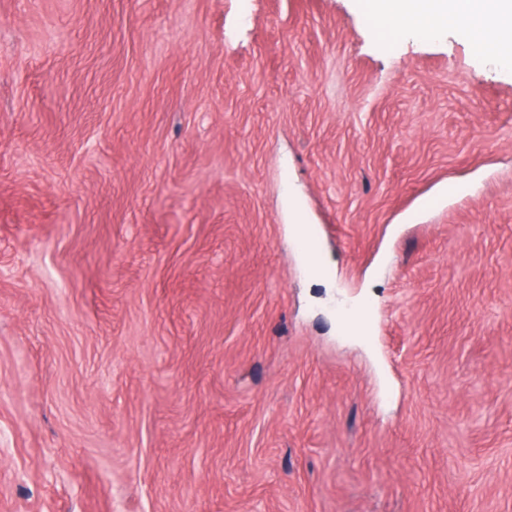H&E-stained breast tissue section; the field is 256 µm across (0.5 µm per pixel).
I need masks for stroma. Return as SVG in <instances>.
Here are the masks:
<instances>
[{
    "label": "stroma",
    "instance_id": "35a3bbf8",
    "mask_svg": "<svg viewBox=\"0 0 512 512\" xmlns=\"http://www.w3.org/2000/svg\"><path fill=\"white\" fill-rule=\"evenodd\" d=\"M0 512H512V75L369 0H0Z\"/></svg>",
    "mask_w": 512,
    "mask_h": 512
}]
</instances>
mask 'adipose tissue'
Here are the masks:
<instances>
[{
  "label": "adipose tissue",
  "instance_id": "obj_1",
  "mask_svg": "<svg viewBox=\"0 0 512 512\" xmlns=\"http://www.w3.org/2000/svg\"><path fill=\"white\" fill-rule=\"evenodd\" d=\"M376 16L406 32L425 30L441 35L449 19L462 30L482 56L512 73V0H371Z\"/></svg>",
  "mask_w": 512,
  "mask_h": 512
}]
</instances>
